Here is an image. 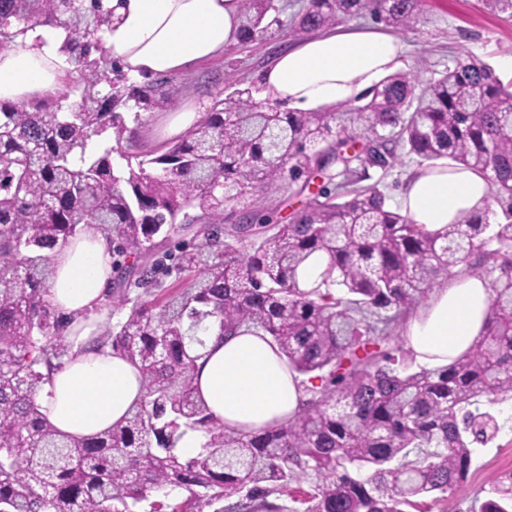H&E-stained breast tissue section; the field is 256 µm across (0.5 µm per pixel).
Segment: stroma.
<instances>
[{
  "label": "stroma",
  "instance_id": "stroma-1",
  "mask_svg": "<svg viewBox=\"0 0 512 512\" xmlns=\"http://www.w3.org/2000/svg\"><path fill=\"white\" fill-rule=\"evenodd\" d=\"M284 2L286 8L279 15L282 29L274 41L247 49L235 44L221 56L169 75V82L179 91V103L191 100L208 112L216 99L226 95L229 84L258 88L260 74L270 64L274 51L293 43L287 30L303 0ZM400 38L407 47L402 70L427 78L444 71L457 56L471 54L497 68L503 83L512 82V73L499 67L501 59L512 57V16L487 8L482 0H429L424 18ZM174 113L171 107L143 112L138 139L117 145L118 151L112 156L114 166L125 168L127 158L155 148L162 140L166 120ZM417 167L415 157L404 155L387 170H371L370 180L379 185L390 208H399L398 193ZM480 408L496 416L500 425L497 436L487 445L476 447L462 487L444 501L425 498V512H472L483 487L506 472L501 459L512 452V399L492 405L484 402Z\"/></svg>",
  "mask_w": 512,
  "mask_h": 512
}]
</instances>
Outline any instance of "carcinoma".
<instances>
[{
  "label": "carcinoma",
  "mask_w": 512,
  "mask_h": 512,
  "mask_svg": "<svg viewBox=\"0 0 512 512\" xmlns=\"http://www.w3.org/2000/svg\"><path fill=\"white\" fill-rule=\"evenodd\" d=\"M426 3L305 0L291 34L367 14L407 29ZM282 10L278 0H241V44L275 37ZM111 21L101 0H0V48L16 22L47 25L67 33L87 71L77 111L61 96L0 102V512H136L168 487L190 497L150 512H407L455 490L474 448L499 431L480 402L512 397V83L467 54L422 86L394 71L327 111L282 112L236 88L122 176L112 148L78 165L73 156L109 129L118 143L136 140L115 108L133 102L139 124L140 111L174 105L177 90L120 77L95 97L105 71L86 38ZM399 149L423 169L446 161L483 172V213L428 231L389 209L378 185L361 181ZM316 177L319 191L289 223H274L264 198L285 180L304 190ZM244 198L252 207L227 210ZM86 224L101 226L120 273L107 301L129 307L97 344L139 370L145 394L111 429L74 439L36 401L68 353L69 322L46 300L44 250ZM185 224L200 228L160 268L154 239ZM172 269L180 288L164 286ZM476 269L491 303L465 355L412 370L400 349L384 347L431 289ZM215 321L221 336L247 327L271 337L300 379L294 417L258 433L214 421L195 395L191 352ZM189 430L207 441L184 458L178 443ZM302 482L308 488H291ZM474 512H512V471Z\"/></svg>",
  "instance_id": "1"
}]
</instances>
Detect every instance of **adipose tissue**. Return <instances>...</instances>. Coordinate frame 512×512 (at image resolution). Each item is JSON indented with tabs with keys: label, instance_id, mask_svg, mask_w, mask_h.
<instances>
[{
	"label": "adipose tissue",
	"instance_id": "obj_1",
	"mask_svg": "<svg viewBox=\"0 0 512 512\" xmlns=\"http://www.w3.org/2000/svg\"><path fill=\"white\" fill-rule=\"evenodd\" d=\"M103 6L112 23L98 35L102 51L137 80L185 70L239 40V0H103ZM65 37L62 30L39 27L0 49V102L27 105L56 97L73 71ZM404 53L399 39L377 31L322 33L276 56L261 74V96L285 110L318 111L371 88ZM489 192L482 173L442 167L416 173L400 202L415 223L433 230L480 213ZM48 256L55 275L47 300L71 323L68 355L38 400L58 431L90 437L122 421L143 398L140 372L111 347L95 344L112 276L103 232L87 225ZM489 305L482 277L456 274L432 290L403 332L404 344L423 367L448 364L469 350ZM199 352L192 383L224 427L256 433L296 412L299 381L269 337L214 333Z\"/></svg>",
	"mask_w": 512,
	"mask_h": 512
}]
</instances>
